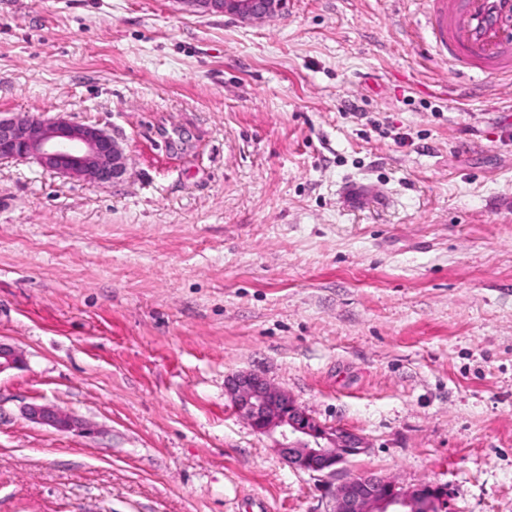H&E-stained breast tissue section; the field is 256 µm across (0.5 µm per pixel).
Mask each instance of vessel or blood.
Wrapping results in <instances>:
<instances>
[{
    "mask_svg": "<svg viewBox=\"0 0 512 512\" xmlns=\"http://www.w3.org/2000/svg\"><path fill=\"white\" fill-rule=\"evenodd\" d=\"M423 20L449 74L512 75V0H427Z\"/></svg>",
    "mask_w": 512,
    "mask_h": 512,
    "instance_id": "1",
    "label": "vessel or blood"
}]
</instances>
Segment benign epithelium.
Returning <instances> with one entry per match:
<instances>
[{"label":"benign epithelium","instance_id":"obj_1","mask_svg":"<svg viewBox=\"0 0 512 512\" xmlns=\"http://www.w3.org/2000/svg\"><path fill=\"white\" fill-rule=\"evenodd\" d=\"M200 13H220L240 21L271 18L285 0H180ZM37 161L62 176L114 183L126 173L128 156L118 140L94 126L74 123L63 116L52 120L15 114L0 117V160ZM21 355L0 342V373L14 368ZM234 408L257 432L278 435L276 448L292 468L325 482L330 512H442L445 489L419 484L403 488L373 474H361L335 484L341 465L366 451L365 439L342 427H328L302 410L283 390L257 374L234 378L228 387ZM29 418L59 430L72 420L43 405L28 409Z\"/></svg>","mask_w":512,"mask_h":512}]
</instances>
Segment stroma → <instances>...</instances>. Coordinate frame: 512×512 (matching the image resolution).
<instances>
[{
  "instance_id": "35a3bbf8",
  "label": "stroma",
  "mask_w": 512,
  "mask_h": 512,
  "mask_svg": "<svg viewBox=\"0 0 512 512\" xmlns=\"http://www.w3.org/2000/svg\"><path fill=\"white\" fill-rule=\"evenodd\" d=\"M424 9L0 0V114L129 157L0 160V512H328L247 371L365 438L344 476L512 512V78H449ZM187 8L200 13H220L240 21L271 18L285 5V0H180ZM37 161L62 176L114 183L126 173L128 156L118 140L94 125L15 114L0 117V160ZM28 415L34 422L46 424L59 430H66L72 426L70 417L53 407L33 405L29 407Z\"/></svg>"
}]
</instances>
